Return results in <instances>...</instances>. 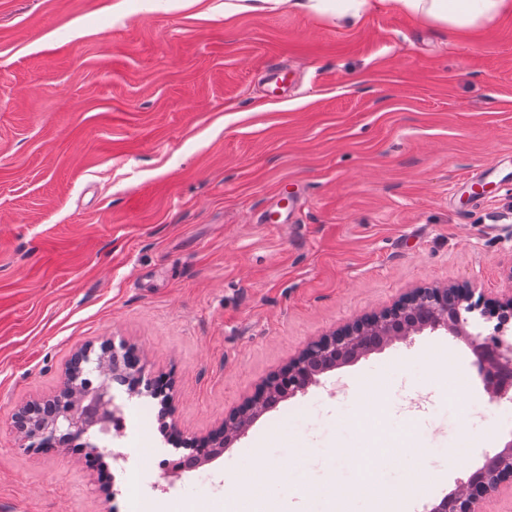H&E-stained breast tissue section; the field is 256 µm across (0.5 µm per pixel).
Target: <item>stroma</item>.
<instances>
[{
	"label": "stroma",
	"instance_id": "1",
	"mask_svg": "<svg viewBox=\"0 0 512 512\" xmlns=\"http://www.w3.org/2000/svg\"><path fill=\"white\" fill-rule=\"evenodd\" d=\"M512 289V13L459 36L367 0L339 18L261 0H0V512H225L255 464L331 512L345 419L379 403L446 474L429 503L512 439L467 340L422 333L325 373L218 462L168 483L112 480L69 448L21 449L24 406L57 395L73 352L135 348L174 381L170 424L215 429L312 340L414 288ZM448 363L447 380L433 370ZM456 394L443 398L444 389ZM158 400L125 399L141 464L181 455ZM462 463H448L449 447Z\"/></svg>",
	"mask_w": 512,
	"mask_h": 512
}]
</instances>
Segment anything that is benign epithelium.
Segmentation results:
<instances>
[{"label":"benign epithelium","mask_w":512,"mask_h":512,"mask_svg":"<svg viewBox=\"0 0 512 512\" xmlns=\"http://www.w3.org/2000/svg\"><path fill=\"white\" fill-rule=\"evenodd\" d=\"M476 314L487 322L496 320L492 334L483 335L480 324L474 319ZM427 329L470 338L477 355L476 370L483 374L485 390L498 399L512 394V343L504 339L512 332V289L500 300H475L470 288H416L390 308L309 342L295 359L274 372L241 406L226 414L218 428L201 438L181 440L190 453L183 459L167 461L166 474L188 471L182 465L185 459L202 466L220 457L271 407L270 399L286 400L306 393L318 384V377L326 371L369 354L374 349L371 340L382 345L407 340ZM109 360L114 368L117 362H122V370L132 379L130 395L147 394L160 400L161 407L168 408L170 396L166 387L158 382L142 383L138 362L106 343L101 345L94 359L89 350L73 354L64 372L63 389L47 403L54 411L45 423L28 424V410L15 414L19 447L36 448L38 441L52 439L61 430L109 435L112 422L120 414L112 385L106 378ZM505 482L512 483V440L466 483L458 485L453 493L433 505L430 512H475L478 501Z\"/></svg>","instance_id":"obj_1"}]
</instances>
